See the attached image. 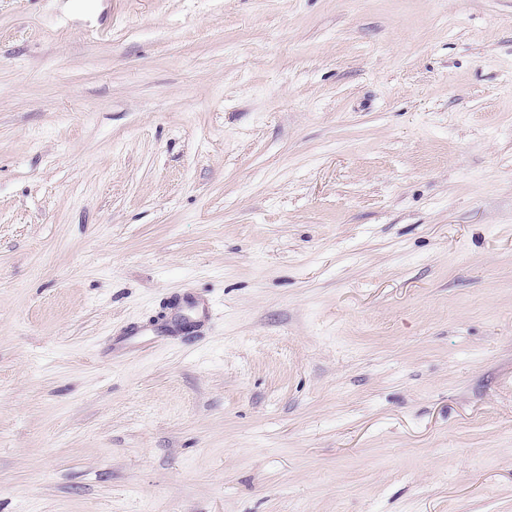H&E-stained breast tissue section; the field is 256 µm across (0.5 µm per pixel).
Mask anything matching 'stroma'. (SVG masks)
Segmentation results:
<instances>
[{
  "instance_id": "35a3bbf8",
  "label": "stroma",
  "mask_w": 512,
  "mask_h": 512,
  "mask_svg": "<svg viewBox=\"0 0 512 512\" xmlns=\"http://www.w3.org/2000/svg\"><path fill=\"white\" fill-rule=\"evenodd\" d=\"M0 512H512V0H0Z\"/></svg>"
}]
</instances>
